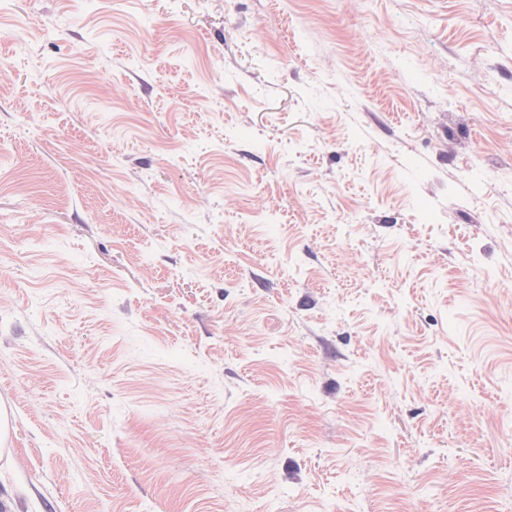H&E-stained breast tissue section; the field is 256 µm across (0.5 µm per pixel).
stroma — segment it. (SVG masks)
I'll use <instances>...</instances> for the list:
<instances>
[{
  "label": "stroma",
  "instance_id": "stroma-1",
  "mask_svg": "<svg viewBox=\"0 0 512 512\" xmlns=\"http://www.w3.org/2000/svg\"><path fill=\"white\" fill-rule=\"evenodd\" d=\"M0 512H512V0H0Z\"/></svg>",
  "mask_w": 512,
  "mask_h": 512
}]
</instances>
